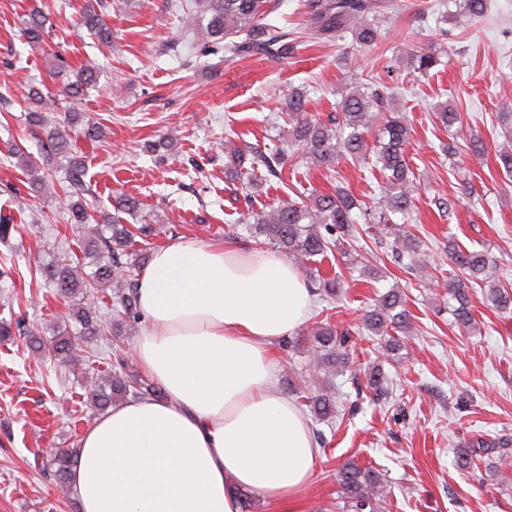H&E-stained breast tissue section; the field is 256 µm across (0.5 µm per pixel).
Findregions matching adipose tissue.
<instances>
[{
  "mask_svg": "<svg viewBox=\"0 0 512 512\" xmlns=\"http://www.w3.org/2000/svg\"><path fill=\"white\" fill-rule=\"evenodd\" d=\"M135 358L162 390L112 408L83 434L70 482L80 512H241L242 494L286 504L317 450L275 391V341L307 318L300 270L268 250L178 241L137 279Z\"/></svg>",
  "mask_w": 512,
  "mask_h": 512,
  "instance_id": "adipose-tissue-1",
  "label": "adipose tissue"
}]
</instances>
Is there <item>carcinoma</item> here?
Wrapping results in <instances>:
<instances>
[{"label":"carcinoma","mask_w":512,"mask_h":512,"mask_svg":"<svg viewBox=\"0 0 512 512\" xmlns=\"http://www.w3.org/2000/svg\"><path fill=\"white\" fill-rule=\"evenodd\" d=\"M106 0H84L79 10V24L102 44L112 43V25L107 19ZM182 11V23L190 29L205 31L207 41L198 46L202 56L224 52L229 59L254 51L268 58L279 59L294 50L288 42V29L270 23L269 16L277 10L273 0H176ZM309 34L315 38L333 33L351 31L360 46L370 50L379 47L384 38L379 21L382 5L373 0H307ZM488 0H458V9L448 20L462 24L483 18ZM52 28L50 19L34 8L21 27V36L27 45L40 48ZM411 72L424 77L442 64L441 55L429 47H415L409 53ZM98 70L86 65L74 81H68L50 90L31 85L21 92L26 105L23 113L27 127L45 129V138L39 141L40 155L58 163L56 174L43 172L33 153L18 143L10 145L9 154L17 157L27 180V189L41 196L48 194L61 202L63 220L83 230L86 254L92 256V271L87 273L70 263L69 257L58 252L39 265L38 272L54 292L71 303L70 316L79 325L73 332L63 331L50 340L30 335L29 347L35 352L47 351L65 364L75 361L90 362L97 356L88 351L95 338L109 340L123 335L122 327L138 320L135 284L132 272L140 262L141 254L132 249L135 237L153 235L154 227L143 215L140 202L132 197L118 195L112 202L113 213L97 219L90 211L87 197L96 195L85 181V160L75 154L71 131L80 133L90 142L104 137L105 126L100 123H81V113L74 104L97 87ZM392 88L369 78L356 81L346 89L335 112L322 118L307 113L306 98L300 91L288 94L284 110L288 112V141L299 146L312 163L328 170L342 158L361 160L383 174L380 196L376 205L368 206L348 190L336 188L330 193H317L306 201L281 199L260 211L247 209L240 223L257 236H263L278 245L286 255L309 263L306 276L318 285L319 294L332 298L339 294L341 277H326L318 264L335 252L341 262L351 269L360 263L345 247L354 236L356 224L380 225L381 237L389 239L391 257L405 268H425L426 249L416 234L405 226L414 209L417 184L415 171L408 155L409 123L404 113L392 110L387 102ZM64 109L63 124L45 126V112ZM436 120L448 130L452 142L445 146L448 155L455 154L454 143L460 138L463 121L459 112L443 106L435 112ZM226 171L229 177H248V184L269 174L277 176V168L286 161L285 152L274 149L265 152L257 147L224 143ZM496 165L512 176V146H495ZM129 216L135 223L123 221ZM400 217L401 222L394 221ZM21 226L14 223L10 213L0 212V241L8 242ZM455 265L466 279L448 283L445 294L452 302L454 322L465 328H474V317L468 295V282L486 288V299L495 308L512 310V292L497 283L491 271V259L485 250L460 249L448 244ZM108 289L116 308V315L107 318L92 299L99 291ZM368 332L385 337L383 350H398L399 340L389 334H402L410 328L403 291L393 287L379 296L377 303L363 320ZM310 352L320 368H334L342 372L348 368L349 330H339L328 320H317L309 329ZM110 367L107 374L91 378L84 388L90 404L98 411L130 397L155 395L159 388L150 380L128 373L130 357L123 347L116 345L97 357ZM384 375L378 365L366 373L365 388L377 396L384 392ZM310 412L327 421L334 416L333 401L328 393L305 397ZM507 443L499 438L478 436L457 452V463L462 468L477 469L478 463L496 448ZM77 459L75 448L50 450L52 473L63 490L70 487L69 477ZM340 499L348 512H374L380 499L379 473L362 468L353 461L338 467Z\"/></svg>","instance_id":"cac0c4a2"}]
</instances>
